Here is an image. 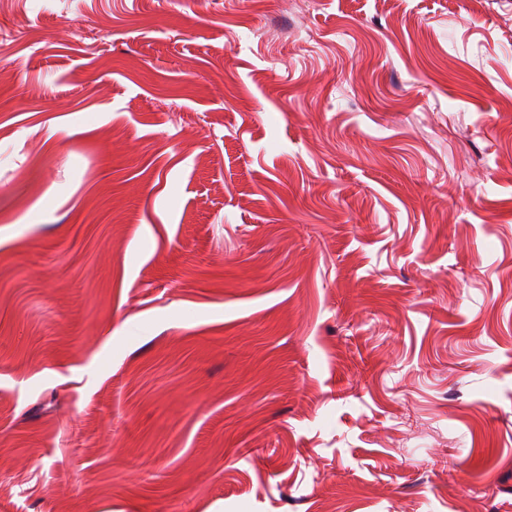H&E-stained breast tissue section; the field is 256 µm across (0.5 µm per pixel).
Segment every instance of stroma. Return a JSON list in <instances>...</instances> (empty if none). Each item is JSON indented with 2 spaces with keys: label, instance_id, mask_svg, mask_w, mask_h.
<instances>
[{
  "label": "stroma",
  "instance_id": "1",
  "mask_svg": "<svg viewBox=\"0 0 512 512\" xmlns=\"http://www.w3.org/2000/svg\"><path fill=\"white\" fill-rule=\"evenodd\" d=\"M1 21L0 512H512V0Z\"/></svg>",
  "mask_w": 512,
  "mask_h": 512
}]
</instances>
